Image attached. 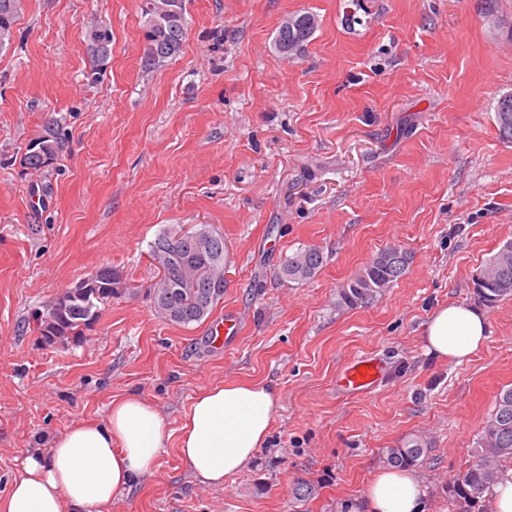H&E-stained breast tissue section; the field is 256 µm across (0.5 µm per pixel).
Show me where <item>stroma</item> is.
Listing matches in <instances>:
<instances>
[{
  "label": "stroma",
  "mask_w": 512,
  "mask_h": 512,
  "mask_svg": "<svg viewBox=\"0 0 512 512\" xmlns=\"http://www.w3.org/2000/svg\"><path fill=\"white\" fill-rule=\"evenodd\" d=\"M144 0H25L0 51V493L26 453L137 392L169 439L153 475L112 512H352L387 449L413 438L426 512H456L449 483L472 460L512 387V299L487 307L469 360L425 355L436 308L479 303L476 279L512 241V143L494 105L512 92V0H184L180 54L143 71ZM318 27L296 56L282 21ZM112 28L101 75L86 31ZM62 145L41 170L28 143ZM224 236V296L183 327L153 309L162 229ZM323 253L305 284L278 269ZM409 261L381 297L338 292L389 246ZM109 266L129 288L101 305L76 345L49 346L35 317ZM238 323L216 341L213 325ZM363 356L379 386L346 394ZM270 381L280 393L253 465L221 488L194 482L177 453L200 388ZM316 26L317 20L310 12L289 17L281 24L276 36L278 52L283 56L295 54L308 42ZM322 263L321 250L314 245L306 246L286 257L279 268V276L290 282L303 284L317 275ZM384 368L377 358L358 359L341 372L342 386L354 394L371 392L383 378Z\"/></svg>",
  "instance_id": "1"
}]
</instances>
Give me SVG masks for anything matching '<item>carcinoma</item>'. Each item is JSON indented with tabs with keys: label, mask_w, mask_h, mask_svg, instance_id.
Returning <instances> with one entry per match:
<instances>
[{
	"label": "carcinoma",
	"mask_w": 512,
	"mask_h": 512,
	"mask_svg": "<svg viewBox=\"0 0 512 512\" xmlns=\"http://www.w3.org/2000/svg\"><path fill=\"white\" fill-rule=\"evenodd\" d=\"M21 0H0V50L11 44ZM181 25L158 30L149 38L141 58V68L150 71L169 58L177 56L186 36L185 13H180ZM317 26L314 14H295L284 21L276 36V47L283 56L300 50ZM495 120L499 138L512 142V93L501 95L495 105ZM38 146L21 156L26 169H42L56 159L58 142L48 137L37 139ZM168 252L174 254L167 269L170 288L153 289V308L162 319L187 326L206 319L224 296V236L204 224L193 235L178 236V231L164 229L150 244L149 256L157 260ZM408 256L401 248L389 246L378 252L362 271L340 289L338 305L356 307L382 295L399 278ZM323 263L321 250L306 246L286 257L279 276L303 284L314 278ZM112 268L104 267L93 273L94 287L77 299L66 301L64 308L50 326L51 311L37 318L39 334L44 342L60 336L63 341L76 343L84 338L90 326L88 309L98 310L116 296L111 287ZM477 294L487 304L494 305L512 298V241L503 244L487 261L477 280ZM426 453L423 443L412 440L401 448L388 450L387 459L394 465H408ZM512 460V387L501 391L495 409L481 429L473 460L468 468L449 486V493L458 504L459 512H488L489 495L502 470L501 463Z\"/></svg>",
	"instance_id": "1"
}]
</instances>
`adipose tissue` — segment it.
Instances as JSON below:
<instances>
[{
	"label": "adipose tissue",
	"mask_w": 512,
	"mask_h": 512,
	"mask_svg": "<svg viewBox=\"0 0 512 512\" xmlns=\"http://www.w3.org/2000/svg\"><path fill=\"white\" fill-rule=\"evenodd\" d=\"M482 309L449 304L424 326L426 354L439 361L468 360L487 339ZM280 395L263 381H227L201 388L184 415L178 455L190 475L208 487L224 486L254 460L270 433ZM166 419L135 393L113 398L106 415L75 422L47 447L27 453L14 469L0 512H112V500L159 465ZM363 512H424L416 470L381 468L365 488Z\"/></svg>",
	"instance_id": "obj_1"
}]
</instances>
